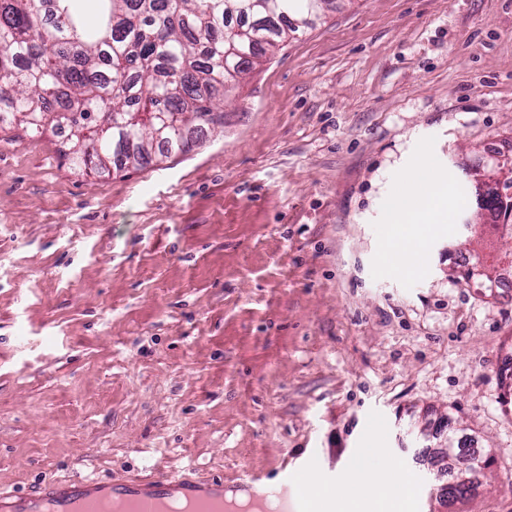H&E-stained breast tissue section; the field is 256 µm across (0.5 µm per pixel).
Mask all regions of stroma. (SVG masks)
Returning <instances> with one entry per match:
<instances>
[{"mask_svg": "<svg viewBox=\"0 0 512 512\" xmlns=\"http://www.w3.org/2000/svg\"><path fill=\"white\" fill-rule=\"evenodd\" d=\"M188 154L71 169L0 130V490L50 480L364 468L410 512L467 463L459 512H512V297L468 288L465 173L512 154V0H336L255 62ZM448 174L415 272L384 262L415 161ZM484 469V462L482 457L475 456L469 459L467 465L458 473V475L453 479V481L448 482L445 486L444 495L441 494L439 496V501L442 504L441 508H434L431 511L433 512H447L451 511L449 509V505L453 503L454 499L448 495V490L453 489L454 487H462L466 489L468 492L472 491V494H475L480 486H481V475ZM461 488H456L454 491L460 497L465 495V490Z\"/></svg>", "mask_w": 512, "mask_h": 512, "instance_id": "35a3bbf8", "label": "stroma"}]
</instances>
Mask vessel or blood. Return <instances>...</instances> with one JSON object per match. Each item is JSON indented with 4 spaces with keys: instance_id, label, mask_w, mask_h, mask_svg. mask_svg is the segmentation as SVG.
<instances>
[{
    "instance_id": "vessel-or-blood-1",
    "label": "vessel or blood",
    "mask_w": 512,
    "mask_h": 512,
    "mask_svg": "<svg viewBox=\"0 0 512 512\" xmlns=\"http://www.w3.org/2000/svg\"><path fill=\"white\" fill-rule=\"evenodd\" d=\"M313 460L281 468L275 475L281 489L300 485ZM262 479L242 472L234 481L206 480L175 471L153 478L50 480L30 494L0 492V512H101V504L118 500L124 512H165L168 503L190 504L194 512H224L227 493H253ZM278 512H335L330 501L313 502L301 495L282 500Z\"/></svg>"
}]
</instances>
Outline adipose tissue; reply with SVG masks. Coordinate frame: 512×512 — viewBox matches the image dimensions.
<instances>
[{"instance_id": "adipose-tissue-1", "label": "adipose tissue", "mask_w": 512, "mask_h": 512, "mask_svg": "<svg viewBox=\"0 0 512 512\" xmlns=\"http://www.w3.org/2000/svg\"><path fill=\"white\" fill-rule=\"evenodd\" d=\"M447 204L448 177L428 163L417 166L405 192L392 200L388 221L405 230L401 243L395 244L394 249L408 268L419 266L430 219ZM340 488L337 512H362L368 505L373 512H406L412 496L409 479L400 477L394 484L369 467L346 475Z\"/></svg>"}]
</instances>
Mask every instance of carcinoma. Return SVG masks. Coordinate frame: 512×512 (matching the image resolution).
<instances>
[{"label":"carcinoma","instance_id":"1","mask_svg":"<svg viewBox=\"0 0 512 512\" xmlns=\"http://www.w3.org/2000/svg\"><path fill=\"white\" fill-rule=\"evenodd\" d=\"M334 0H0V127L64 134L77 170L190 150L225 90ZM166 116L179 133L153 136Z\"/></svg>","mask_w":512,"mask_h":512}]
</instances>
